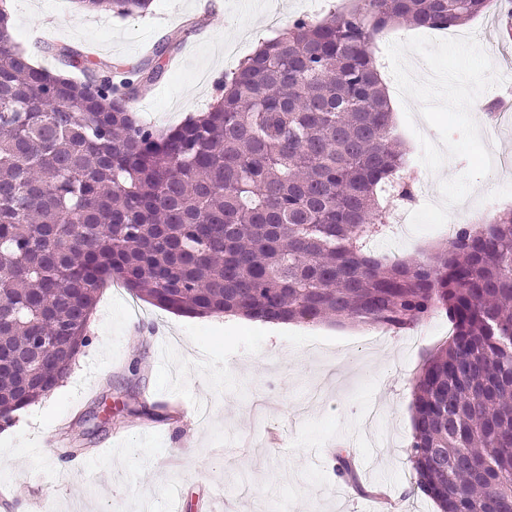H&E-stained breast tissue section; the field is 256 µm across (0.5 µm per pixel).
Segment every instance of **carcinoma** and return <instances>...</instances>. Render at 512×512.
<instances>
[{"instance_id": "carcinoma-1", "label": "carcinoma", "mask_w": 512, "mask_h": 512, "mask_svg": "<svg viewBox=\"0 0 512 512\" xmlns=\"http://www.w3.org/2000/svg\"><path fill=\"white\" fill-rule=\"evenodd\" d=\"M150 5L78 0L121 17ZM487 6L349 0L298 18L224 77L217 104L170 130L134 107L164 66L91 70L53 42L59 67L35 66L0 9V417L67 376L106 276L198 317L400 332L443 314L448 342L416 381L417 488L440 512H512V209L413 260L370 247L381 202L413 197L373 40L400 24L446 30ZM336 460L357 482L351 456Z\"/></svg>"}]
</instances>
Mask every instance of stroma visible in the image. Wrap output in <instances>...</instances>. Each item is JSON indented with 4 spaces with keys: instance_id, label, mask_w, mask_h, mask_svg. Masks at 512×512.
<instances>
[{
    "instance_id": "35a3bbf8",
    "label": "stroma",
    "mask_w": 512,
    "mask_h": 512,
    "mask_svg": "<svg viewBox=\"0 0 512 512\" xmlns=\"http://www.w3.org/2000/svg\"><path fill=\"white\" fill-rule=\"evenodd\" d=\"M153 0L143 15H88L75 0H8L13 38L35 64L57 63L40 37L91 42L138 66L161 32L181 35L180 62L136 105L172 128L220 97L219 82L257 42L293 20L320 17L318 0ZM489 58L512 53L496 14L455 28ZM484 92L471 114L493 161L512 158V123L489 128ZM512 169L478 181L460 206L470 223L497 210ZM82 348L64 381L0 426V512H436L408 458L415 378L446 344L437 315L400 333L367 326L194 317L128 289L98 292ZM349 450L362 490L336 476Z\"/></svg>"
}]
</instances>
